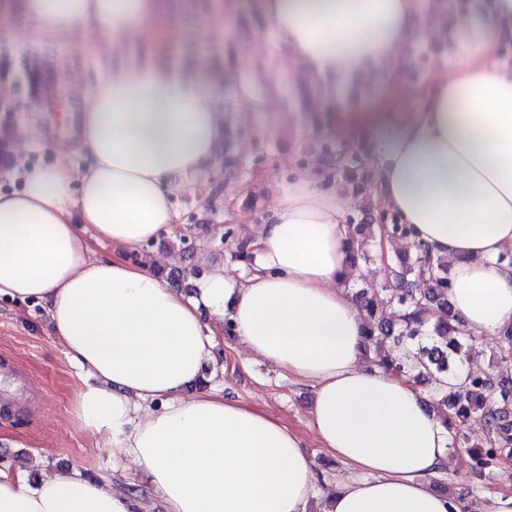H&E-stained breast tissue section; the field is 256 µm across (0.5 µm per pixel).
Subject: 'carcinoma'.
Returning <instances> with one entry per match:
<instances>
[{
	"instance_id": "cac0c4a2",
	"label": "carcinoma",
	"mask_w": 512,
	"mask_h": 512,
	"mask_svg": "<svg viewBox=\"0 0 512 512\" xmlns=\"http://www.w3.org/2000/svg\"><path fill=\"white\" fill-rule=\"evenodd\" d=\"M371 152L368 143L355 141L345 149L324 146L323 158L334 176L361 196L374 175L363 165ZM351 264H375L384 275L381 287L357 293L365 311V352L374 353V365L415 383L423 377L432 380V400L448 427L451 453H467L480 472L512 460V378L472 372L464 384L453 383L475 338L450 305L447 268L434 263L423 242L415 244L414 253L390 259L356 252ZM496 358L499 367L512 369L511 327L502 334ZM472 420L485 428L481 444L469 442L464 432Z\"/></svg>"
}]
</instances>
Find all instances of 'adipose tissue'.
<instances>
[{"label":"adipose tissue","instance_id":"ef3b65f1","mask_svg":"<svg viewBox=\"0 0 512 512\" xmlns=\"http://www.w3.org/2000/svg\"><path fill=\"white\" fill-rule=\"evenodd\" d=\"M289 62L315 84L359 85L400 66L438 28L416 0H262ZM26 15L90 50L155 46L163 0H24ZM502 33L479 24L466 59L405 90L415 111L376 169L388 212L447 265L450 302L475 338L512 326V69ZM224 115L203 72L147 55L112 70L82 109L75 145L0 192V297L43 305L84 376L74 414L143 468L166 512H308L315 493L299 434L212 387L192 391L232 331L252 355L313 383L310 428L358 471L326 512H462L430 480L448 430L410 381L362 366L364 322L345 284L360 244L324 164L279 190L248 272L210 271L194 296L128 252L174 232L180 177L217 152ZM85 154L75 170L65 157ZM111 243V258L94 246ZM111 479L0 470V512H134Z\"/></svg>","mask_w":512,"mask_h":512}]
</instances>
